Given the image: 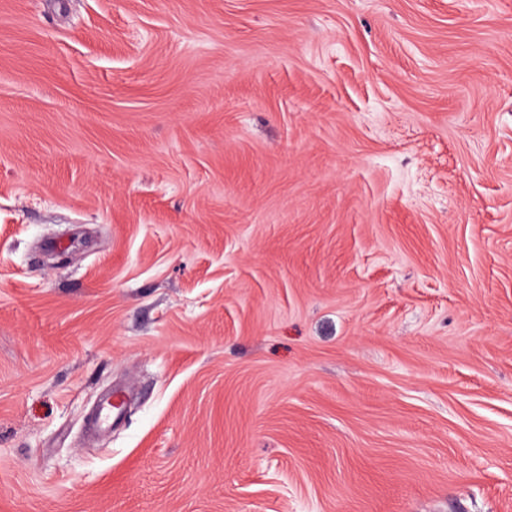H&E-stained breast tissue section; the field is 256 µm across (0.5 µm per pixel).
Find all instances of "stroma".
Instances as JSON below:
<instances>
[{
    "mask_svg": "<svg viewBox=\"0 0 512 512\" xmlns=\"http://www.w3.org/2000/svg\"><path fill=\"white\" fill-rule=\"evenodd\" d=\"M0 512H512V0H0Z\"/></svg>",
    "mask_w": 512,
    "mask_h": 512,
    "instance_id": "stroma-1",
    "label": "stroma"
}]
</instances>
